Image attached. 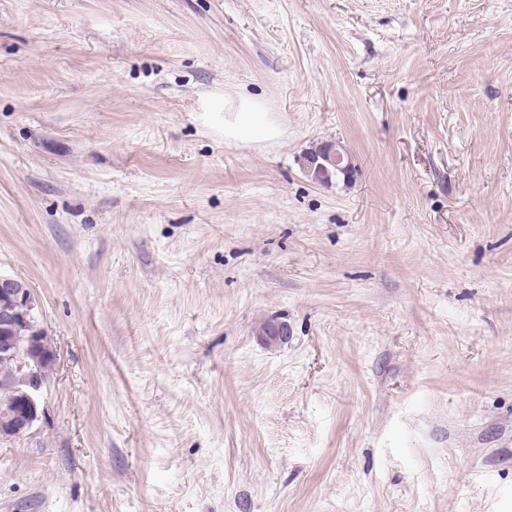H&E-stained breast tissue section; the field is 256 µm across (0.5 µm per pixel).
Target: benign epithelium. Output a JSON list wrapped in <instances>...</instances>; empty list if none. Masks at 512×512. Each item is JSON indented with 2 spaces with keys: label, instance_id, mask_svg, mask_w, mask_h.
Wrapping results in <instances>:
<instances>
[{
  "label": "benign epithelium",
  "instance_id": "1",
  "mask_svg": "<svg viewBox=\"0 0 512 512\" xmlns=\"http://www.w3.org/2000/svg\"><path fill=\"white\" fill-rule=\"evenodd\" d=\"M305 175L319 185L348 179L355 165L348 151L337 143H324L301 159ZM39 299L21 279L0 274V359L14 364L12 376L0 382L10 400L0 404V441L26 434L43 413L39 394L46 376L40 364L55 361V352L38 322ZM288 324L268 321L258 338L269 346L288 342Z\"/></svg>",
  "mask_w": 512,
  "mask_h": 512
}]
</instances>
